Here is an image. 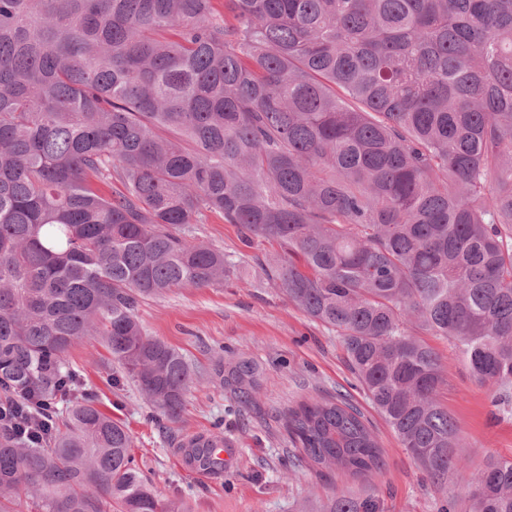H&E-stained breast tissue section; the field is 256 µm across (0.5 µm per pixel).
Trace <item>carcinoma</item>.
<instances>
[{"mask_svg":"<svg viewBox=\"0 0 512 512\" xmlns=\"http://www.w3.org/2000/svg\"><path fill=\"white\" fill-rule=\"evenodd\" d=\"M204 211L278 246L263 278L336 330L433 484L453 474L468 512H512V458L467 471L420 339L512 392V0H0V512H185L68 356L100 338L181 417L194 372L137 312L235 274L194 240ZM215 376L247 405L263 371L239 355ZM30 397L50 407L41 444L15 423ZM283 420L293 466L380 471L346 396ZM222 442L182 447L212 464ZM329 512L381 510L338 490Z\"/></svg>","mask_w":512,"mask_h":512,"instance_id":"obj_1","label":"carcinoma"}]
</instances>
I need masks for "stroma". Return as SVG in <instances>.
I'll return each mask as SVG.
<instances>
[{
  "instance_id": "35a3bbf8",
  "label": "stroma",
  "mask_w": 512,
  "mask_h": 512,
  "mask_svg": "<svg viewBox=\"0 0 512 512\" xmlns=\"http://www.w3.org/2000/svg\"><path fill=\"white\" fill-rule=\"evenodd\" d=\"M194 236L236 262L237 276L220 287L148 297L138 309L147 335L183 354L200 376L179 421L166 422L144 401L101 341H86L70 353L83 389L131 432L134 463L157 497L183 500L188 512H323L339 487L355 498L378 496L383 512H438L447 499L456 512H466V485L452 476L435 486L419 471L356 387L335 331L309 319L259 275L255 259L270 252V245L247 246L236 225L210 212ZM427 342L445 369L439 400L469 445L470 467L480 468L489 451L512 457V401L493 404L447 340L431 336ZM234 351L246 352L264 370L261 390L249 406L209 377L213 365ZM339 392L361 408L384 450L376 478L288 468L284 413L300 401ZM217 430L226 443L221 472L205 474L180 463L179 442Z\"/></svg>"
}]
</instances>
